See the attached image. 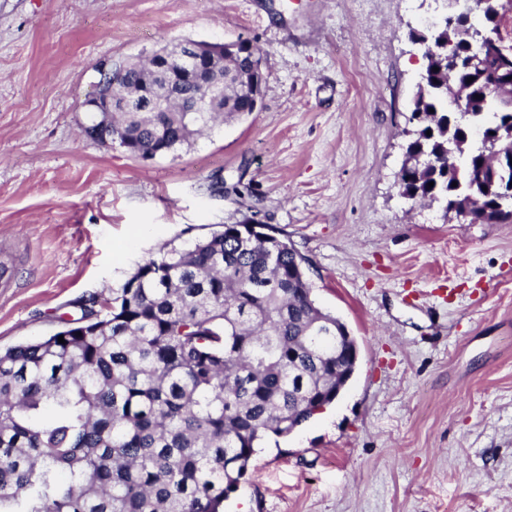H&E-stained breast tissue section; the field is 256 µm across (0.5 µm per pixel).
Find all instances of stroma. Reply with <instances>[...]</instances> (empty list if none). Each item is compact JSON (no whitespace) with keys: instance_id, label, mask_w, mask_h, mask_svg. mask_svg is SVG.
<instances>
[{"instance_id":"35a3bbf8","label":"stroma","mask_w":512,"mask_h":512,"mask_svg":"<svg viewBox=\"0 0 512 512\" xmlns=\"http://www.w3.org/2000/svg\"><path fill=\"white\" fill-rule=\"evenodd\" d=\"M445 0H0V348L243 216L306 260L359 347L338 398L252 458L224 512H512V223L400 197ZM250 41L255 111L145 161L83 138L96 65ZM250 183L247 208L226 188Z\"/></svg>"}]
</instances>
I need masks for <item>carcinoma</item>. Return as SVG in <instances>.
I'll return each mask as SVG.
<instances>
[{"label": "carcinoma", "instance_id": "1", "mask_svg": "<svg viewBox=\"0 0 512 512\" xmlns=\"http://www.w3.org/2000/svg\"><path fill=\"white\" fill-rule=\"evenodd\" d=\"M500 32L512 0H473ZM469 54L467 28L440 35ZM448 75V50L423 51L414 111L427 122L407 149L421 160L403 189L421 200L466 203L473 223L512 222L490 192L477 126L512 122V44ZM260 56L224 57V112L112 115L125 150L169 154L218 115L252 109ZM176 68L120 69L140 98L156 86L185 102L206 82ZM434 186H428V183ZM245 217L189 249L140 265L121 288L80 303L77 326L0 349V512H224L269 437L290 434L336 399L351 362L336 348V316L321 313L299 252ZM63 337L65 343L58 342Z\"/></svg>", "mask_w": 512, "mask_h": 512}]
</instances>
